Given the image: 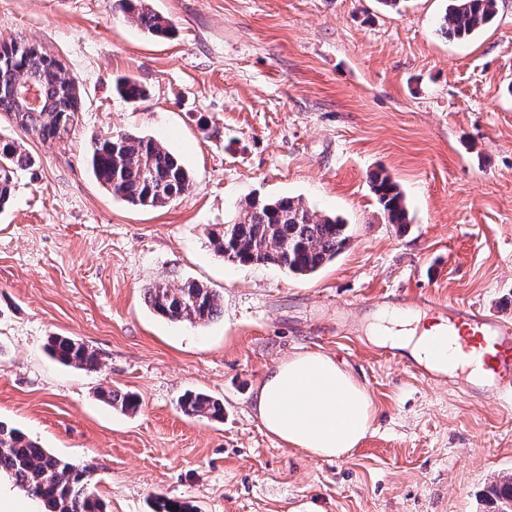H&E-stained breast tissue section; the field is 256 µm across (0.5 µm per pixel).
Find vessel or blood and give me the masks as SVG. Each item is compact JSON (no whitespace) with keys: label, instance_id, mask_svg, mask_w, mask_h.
Masks as SVG:
<instances>
[{"label":"vessel or blood","instance_id":"1","mask_svg":"<svg viewBox=\"0 0 512 512\" xmlns=\"http://www.w3.org/2000/svg\"><path fill=\"white\" fill-rule=\"evenodd\" d=\"M385 303L402 317L421 310L447 317L448 333L427 342L429 359L443 360L455 354L470 376L457 388L463 398L512 405L511 321L473 304L438 301L423 294L391 295Z\"/></svg>","mask_w":512,"mask_h":512}]
</instances>
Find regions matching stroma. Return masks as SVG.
<instances>
[{
	"label": "stroma",
	"mask_w": 512,
	"mask_h": 512,
	"mask_svg": "<svg viewBox=\"0 0 512 512\" xmlns=\"http://www.w3.org/2000/svg\"><path fill=\"white\" fill-rule=\"evenodd\" d=\"M174 27L153 38L119 0H0V41L24 39L76 81L72 126L51 140L0 112L35 164L0 212V421L92 468L106 512H488L512 473V411L463 399L385 356L369 327L383 294L421 292L512 319V0L466 39L446 0H149ZM121 78L145 96L126 101ZM146 135L193 189L154 209L112 197L87 165L94 137ZM402 189L386 223L368 176ZM302 198L350 241L309 277L234 265L207 235L257 197ZM193 280L224 298L204 325L157 316L153 284ZM69 336L97 370L53 359ZM334 357L374 411L357 448L310 458L267 435L252 405L291 354ZM137 397L124 413L98 396ZM202 391L222 421L184 415Z\"/></svg>",
	"instance_id": "stroma-1"
}]
</instances>
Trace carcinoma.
Segmentation results:
<instances>
[{
    "label": "carcinoma",
    "instance_id": "cac0c4a2",
    "mask_svg": "<svg viewBox=\"0 0 512 512\" xmlns=\"http://www.w3.org/2000/svg\"><path fill=\"white\" fill-rule=\"evenodd\" d=\"M498 0H448L439 31L445 37L464 39L481 30L497 16ZM130 22L152 35L171 28L163 16L142 5L130 8ZM36 89L39 105L25 110L19 127L53 139L67 130L74 112L62 99L57 69L18 57L12 67L0 66V108L10 113L9 100L19 81ZM118 93L129 101L143 97L144 89L125 78L117 82ZM31 156L17 141L0 140V208L11 195L15 175L28 169ZM88 163L96 179L112 194L141 208L164 207L188 193L193 178L181 159L157 140L146 136L117 134L95 140ZM371 188L389 224L409 223L403 193L385 172L370 176ZM349 240L348 225L336 217L317 216L300 198L275 200L252 198L240 205L231 232H213L209 243L232 264H266L288 274L307 276L334 260ZM145 302L153 312L171 322L205 324L224 313L222 297L195 282L177 288L158 282L146 289ZM52 356L78 369L98 366L97 354L67 336L49 341ZM101 398L123 412L139 408L136 397L103 389ZM181 411L189 417L224 419L223 403L204 392L190 391L180 399ZM8 475L26 495L38 500L45 512H105L102 501L89 489L90 467L66 462L32 440L23 431L0 422V475ZM498 512H512V478L488 490ZM154 512H188V506L164 496L156 498Z\"/></svg>",
    "mask_w": 512,
    "mask_h": 512
}]
</instances>
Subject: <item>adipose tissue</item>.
I'll use <instances>...</instances> for the list:
<instances>
[{
  "mask_svg": "<svg viewBox=\"0 0 512 512\" xmlns=\"http://www.w3.org/2000/svg\"><path fill=\"white\" fill-rule=\"evenodd\" d=\"M445 322L391 316L372 325L374 338L410 347L422 357L423 341L445 331ZM267 434L312 457H341L366 436L373 417L371 398L328 354L299 352L267 370L253 395Z\"/></svg>",
  "mask_w": 512,
  "mask_h": 512,
  "instance_id": "adipose-tissue-1",
  "label": "adipose tissue"
}]
</instances>
